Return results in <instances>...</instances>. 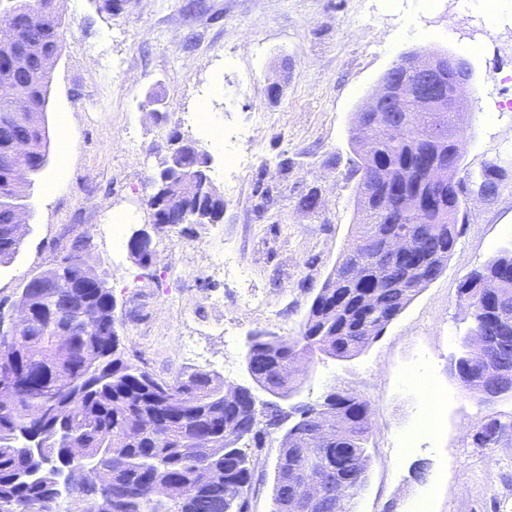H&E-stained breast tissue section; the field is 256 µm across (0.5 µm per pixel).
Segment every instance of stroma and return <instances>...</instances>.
Returning <instances> with one entry per match:
<instances>
[{
    "label": "stroma",
    "mask_w": 512,
    "mask_h": 512,
    "mask_svg": "<svg viewBox=\"0 0 512 512\" xmlns=\"http://www.w3.org/2000/svg\"><path fill=\"white\" fill-rule=\"evenodd\" d=\"M494 2L496 24L476 37L454 0H123L116 10L105 0H58L49 162L27 190L20 250L0 265V305L84 240L117 300L125 358L164 381L202 371L228 388L248 383L247 336L297 335L354 239L355 112L407 52L465 58L474 77L460 175L500 166L498 193L465 194L443 273L358 355L306 359L288 403L316 404L334 389L370 400L371 461L352 512H415L422 497L429 512H512V398L480 404L452 372L471 325L458 288L512 243V0ZM494 73L502 81L489 96ZM276 79L283 93L273 102L267 85ZM202 111L226 137L209 172L224 219L158 229L156 260L142 268L112 226L129 233L151 223L146 201L170 135L210 144ZM312 191L320 206L300 210ZM419 376L441 398L440 423L408 448L405 436L428 409ZM490 418L505 430L482 448L474 435ZM278 448L273 435L252 453L249 512L273 508Z\"/></svg>",
    "instance_id": "obj_1"
}]
</instances>
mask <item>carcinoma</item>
<instances>
[{
    "label": "carcinoma",
    "mask_w": 512,
    "mask_h": 512,
    "mask_svg": "<svg viewBox=\"0 0 512 512\" xmlns=\"http://www.w3.org/2000/svg\"><path fill=\"white\" fill-rule=\"evenodd\" d=\"M59 23L54 16L36 14L18 22L12 44L16 54L27 57L24 70L11 67L0 48V76L11 79L14 92L0 98V265L18 253L22 240L13 234V212L25 198L28 184L7 189L10 163L19 147L33 167L49 153L40 121L47 112L52 67L49 62L59 43ZM396 117L410 127L402 139L384 137L373 152L359 157L357 171V234L342 253L334 270L315 295L295 336L262 334L245 358L255 378L279 395L295 388L288 364L306 353L319 352L349 359L366 349L396 318L412 298L440 276L460 235L459 213L446 207L422 205L416 211L397 203L376 207L364 201L363 185L372 174L383 172L400 193L420 191L418 178L425 159L448 155V113L422 110L413 101L401 104ZM447 128V135L429 139V131ZM207 150L189 147L183 155L189 173L181 192L165 197L154 192L147 201L152 220L178 209L203 207L209 199L199 193L210 180ZM412 236L418 251L432 252L428 265L409 275L403 263H382L378 245L387 233ZM85 245H77L79 263L66 271L49 268L35 276L38 282L77 280L85 263ZM352 265L360 278L342 282ZM477 271L498 280L499 287L486 295L468 275L458 290L459 302L468 308L472 326L463 336L462 355L454 374L473 394H482L486 370L480 351L465 344L475 331L493 330L498 305L512 308V247H503ZM91 305L69 303L70 289L57 288L54 298L26 289L17 301L32 311L21 335L0 339V376L13 377L15 385L0 395V512H33L44 498L59 499L68 492L86 503V512H97L102 488L112 485V512H248L253 485L251 455L245 441L260 445L268 434L265 421L249 431L240 426L243 407L224 400V383L208 372L176 376L161 382L124 358L119 329L112 322L115 297L106 280L87 289ZM77 328L69 346L58 344L54 326ZM341 411L359 425L369 419L371 403L349 390L335 392L333 401L297 406L289 411L305 426L308 415L325 414L326 407ZM203 429L215 435L214 448L202 454L196 437ZM505 426L491 418L476 433L477 442L497 443ZM82 448L79 458H69L70 441ZM367 435L335 432L322 441L311 433L297 448L279 447L272 486V512H288L283 495L300 491L299 470L312 461L315 469L333 470L350 480L351 491L336 506V491L320 512H350L349 503L363 487L370 464ZM43 449L34 455L32 448ZM68 461L85 470L77 485H63L60 463Z\"/></svg>",
    "instance_id": "carcinoma-1"
}]
</instances>
